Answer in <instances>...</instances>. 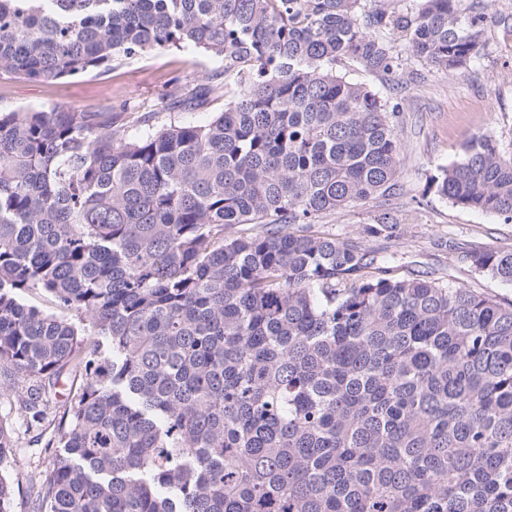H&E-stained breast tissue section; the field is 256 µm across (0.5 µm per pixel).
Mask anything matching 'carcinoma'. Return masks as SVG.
I'll return each mask as SVG.
<instances>
[{
    "label": "carcinoma",
    "mask_w": 512,
    "mask_h": 512,
    "mask_svg": "<svg viewBox=\"0 0 512 512\" xmlns=\"http://www.w3.org/2000/svg\"><path fill=\"white\" fill-rule=\"evenodd\" d=\"M484 0H0V70L56 81L193 49L232 79L205 124L0 113V374L32 419L82 386L31 462L39 512H512V302L318 219L397 185L391 34L474 65ZM227 84L174 92L203 108ZM453 206L512 220V156L477 133L439 167ZM396 240L388 212L366 228ZM512 284V250H465ZM0 417V512H14Z\"/></svg>",
    "instance_id": "cac0c4a2"
}]
</instances>
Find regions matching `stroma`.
Listing matches in <instances>:
<instances>
[{
    "label": "stroma",
    "mask_w": 512,
    "mask_h": 512,
    "mask_svg": "<svg viewBox=\"0 0 512 512\" xmlns=\"http://www.w3.org/2000/svg\"><path fill=\"white\" fill-rule=\"evenodd\" d=\"M483 26L485 47L480 60L464 71L444 73L419 61L405 38L394 41L402 74L383 77L356 64L343 66L351 81L370 87L380 97L398 105L402 119L397 127L402 145L398 186L390 196L363 206L323 215L318 230L340 238H358L375 215L390 212L404 224L398 240L369 239L380 254H396L403 272L427 278L454 276L457 285L512 301V285L479 276L458 263L459 248L512 249V221L453 207L437 195L430 181L440 166L457 160L463 143L477 132L494 136L512 154V30L502 24L512 17V0H488ZM220 59L195 51H170L136 57L56 82H37L0 71V112L28 110L120 114L128 126H136L144 113H155L158 122L169 119L203 123L222 111L223 99L208 108L169 114L164 109L173 87L193 88L219 75ZM23 379L0 380V416L18 436V448L10 461L15 512H36L29 493L30 460L52 462L57 448L46 447L57 425L29 422L17 400Z\"/></svg>",
    "instance_id": "stroma-1"
}]
</instances>
